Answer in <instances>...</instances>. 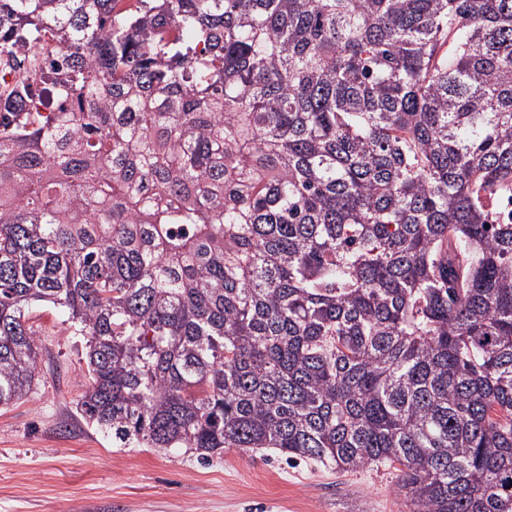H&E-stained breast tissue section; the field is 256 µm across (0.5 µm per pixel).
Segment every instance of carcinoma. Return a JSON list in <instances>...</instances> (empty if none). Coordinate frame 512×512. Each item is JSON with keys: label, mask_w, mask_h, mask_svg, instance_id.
<instances>
[{"label": "carcinoma", "mask_w": 512, "mask_h": 512, "mask_svg": "<svg viewBox=\"0 0 512 512\" xmlns=\"http://www.w3.org/2000/svg\"><path fill=\"white\" fill-rule=\"evenodd\" d=\"M137 2L0 0V50L49 29L66 71L0 139V406L53 305L123 447L512 512V0Z\"/></svg>", "instance_id": "obj_1"}]
</instances>
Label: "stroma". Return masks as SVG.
<instances>
[{
	"instance_id": "35a3bbf8",
	"label": "stroma",
	"mask_w": 512,
	"mask_h": 512,
	"mask_svg": "<svg viewBox=\"0 0 512 512\" xmlns=\"http://www.w3.org/2000/svg\"><path fill=\"white\" fill-rule=\"evenodd\" d=\"M43 345L24 401L0 407V512H407L387 465L345 472L271 448L209 462L175 448H119L81 415L84 336L33 308Z\"/></svg>"
}]
</instances>
